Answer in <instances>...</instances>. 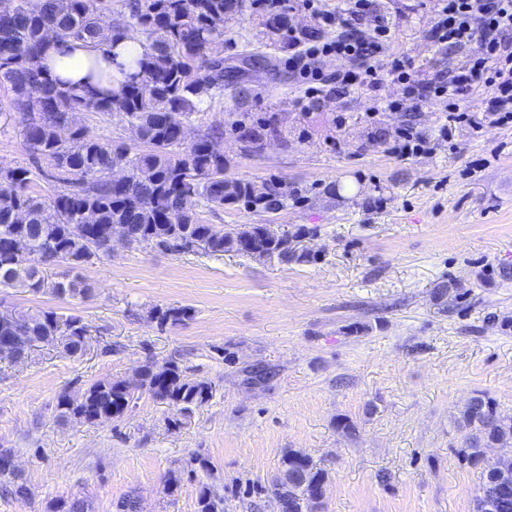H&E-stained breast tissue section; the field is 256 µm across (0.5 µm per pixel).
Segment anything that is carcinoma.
I'll list each match as a JSON object with an SVG mask.
<instances>
[{"label":"carcinoma","instance_id":"obj_1","mask_svg":"<svg viewBox=\"0 0 512 512\" xmlns=\"http://www.w3.org/2000/svg\"><path fill=\"white\" fill-rule=\"evenodd\" d=\"M123 21L111 27L117 39H138L149 51L128 58L136 72L124 90L107 98H90L75 88H63L43 72L41 59L50 37L62 41H94L100 17L111 0H14L0 11V86L12 93L19 114L23 143L33 162L48 159L60 189L49 198L30 194L33 171L25 167L0 169V288L32 293L48 290L59 297H87L91 288L77 278L46 280L41 267L66 264L71 269L100 261L112 253V225L122 224L128 245L168 250L175 241L196 244L195 250L221 256L235 251L258 260L309 263L288 234L271 237L262 224H245L234 232L206 224L200 206L212 210L243 204L255 211L288 206V187L279 181L253 183L227 175L229 162L213 148L223 138L222 126L202 130L194 142H183L179 121L197 119L200 108L224 93L234 97L237 86L224 78V44L228 22L245 12L262 27L255 41H245L239 54L245 64L267 59L270 46L288 49V0H122ZM123 113L139 129L143 149L101 139L81 123L84 112ZM251 124L250 143L259 147L265 136L281 131L271 119L254 120L238 113L231 127ZM129 170L124 184L112 183V171ZM188 306H155L150 318L159 326H176L191 319ZM89 327L76 314L53 309L0 319V346L10 341L5 359L21 364L31 358L33 344L59 346L68 356L85 347ZM215 390L204 378L189 376L174 357L159 362L146 358L139 386L126 379L105 378L56 397L55 409L64 421L96 424L114 421L146 395L189 416L207 404ZM465 432L460 450L466 463L478 467L482 483L474 512H512V456L490 457L486 449L512 440V415L498 412L492 400L477 395L460 412ZM10 448H0V495L28 496L18 472L9 469ZM324 472L309 455L288 450L282 466L262 491L282 501L283 512H319L323 505ZM224 497L207 484L200 487L197 512H223ZM48 512H89L81 497L56 499Z\"/></svg>","mask_w":512,"mask_h":512}]
</instances>
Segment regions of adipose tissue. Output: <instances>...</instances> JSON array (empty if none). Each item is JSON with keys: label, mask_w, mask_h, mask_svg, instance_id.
I'll list each match as a JSON object with an SVG mask.
<instances>
[{"label": "adipose tissue", "mask_w": 512, "mask_h": 512, "mask_svg": "<svg viewBox=\"0 0 512 512\" xmlns=\"http://www.w3.org/2000/svg\"><path fill=\"white\" fill-rule=\"evenodd\" d=\"M41 62L53 78L91 92L98 87L96 79L89 76L93 65H101L107 72V89H119L125 79L118 65L112 61V47L108 44L93 46L82 42H57L51 44Z\"/></svg>", "instance_id": "adipose-tissue-1"}]
</instances>
